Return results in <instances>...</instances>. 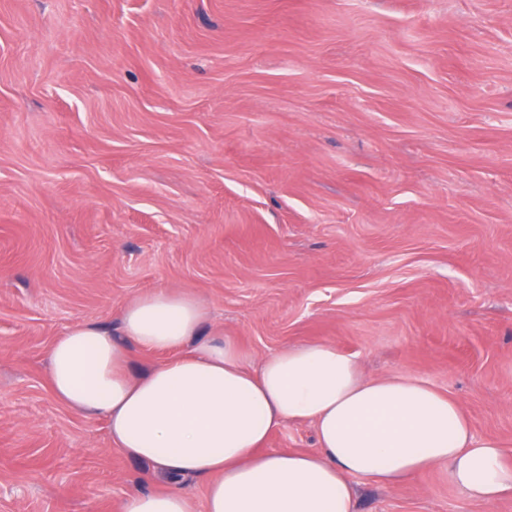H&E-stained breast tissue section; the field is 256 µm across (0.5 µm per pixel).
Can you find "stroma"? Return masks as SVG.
I'll use <instances>...</instances> for the list:
<instances>
[{
	"label": "stroma",
	"mask_w": 512,
	"mask_h": 512,
	"mask_svg": "<svg viewBox=\"0 0 512 512\" xmlns=\"http://www.w3.org/2000/svg\"><path fill=\"white\" fill-rule=\"evenodd\" d=\"M158 288L252 364L334 344L512 452V0H0V512L203 500L46 381L67 328ZM354 494L512 512L442 466Z\"/></svg>",
	"instance_id": "35a3bbf8"
}]
</instances>
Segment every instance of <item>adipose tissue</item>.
I'll return each mask as SVG.
<instances>
[{"label": "adipose tissue", "instance_id": "adipose-tissue-1", "mask_svg": "<svg viewBox=\"0 0 512 512\" xmlns=\"http://www.w3.org/2000/svg\"><path fill=\"white\" fill-rule=\"evenodd\" d=\"M196 298L159 289L128 302L122 335L71 326L48 352L54 396L105 419L112 443L163 478L206 479L202 503L176 490L136 492L123 512H355L352 478L398 485L437 465L470 501L512 495V460L477 437L459 404L418 379L363 378L329 343L290 346L259 366L235 343L200 339ZM173 352L130 376L128 343ZM291 420L318 448L267 452Z\"/></svg>", "mask_w": 512, "mask_h": 512}]
</instances>
